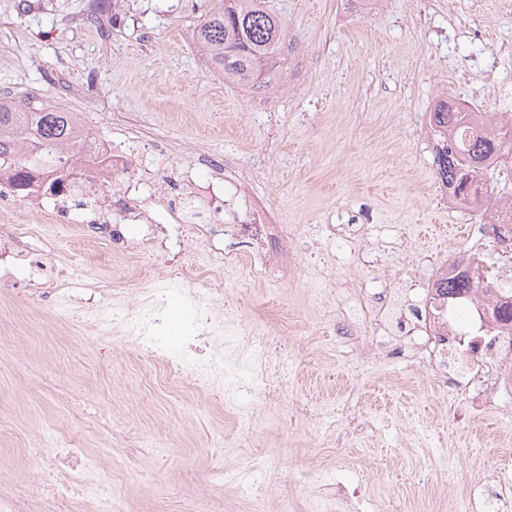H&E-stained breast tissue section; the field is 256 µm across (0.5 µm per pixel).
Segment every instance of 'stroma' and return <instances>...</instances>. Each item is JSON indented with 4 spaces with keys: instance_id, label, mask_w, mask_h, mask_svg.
<instances>
[{
    "instance_id": "stroma-1",
    "label": "stroma",
    "mask_w": 512,
    "mask_h": 512,
    "mask_svg": "<svg viewBox=\"0 0 512 512\" xmlns=\"http://www.w3.org/2000/svg\"><path fill=\"white\" fill-rule=\"evenodd\" d=\"M94 0H0V96L27 97L76 113L112 139L130 135L174 142L169 164L181 168L206 150L228 166L264 164L251 185L281 223L307 237L348 213L373 211L387 237L421 250L451 248L472 255L462 239L421 238L424 224H480L481 215L437 207L436 142L428 118L437 100L479 103L493 111V84L512 83V0H269L296 34L299 65L278 91L256 96L225 82L193 40L202 13L215 0H116L113 12L94 13ZM70 258L99 278L120 272L127 290L163 260L142 255L130 264L111 243L71 227ZM475 256V255H472ZM481 268L493 252L475 256ZM243 312L270 323L288 320L301 342L317 314L305 280L284 284L277 302L261 292L240 296ZM88 325H59L43 309L19 306L0 313V464L30 461L29 433L50 424L88 452L109 441L49 394L111 403L128 412L155 440L153 462L139 473L116 469L112 489L127 512H250L236 490L210 483L212 470L243 454L267 457L266 512H279L297 495V477L313 473L349 483L364 477L367 448H332L306 428L265 420L241 450L224 417L221 394L203 395L169 378L165 367L143 368L113 350L101 358ZM28 351L47 383L18 370ZM404 387H394V380ZM296 401L351 403L372 416L390 447L401 448L413 428H433L437 399L419 370L384 358L351 369L339 353L306 349L298 360ZM224 445L212 447L214 429ZM423 512H436L448 495L440 472L447 456L428 461L402 456ZM207 497H200L201 486Z\"/></svg>"
}]
</instances>
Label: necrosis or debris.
<instances>
[{
	"label": "necrosis or debris",
	"instance_id": "4bbe7bcc",
	"mask_svg": "<svg viewBox=\"0 0 512 512\" xmlns=\"http://www.w3.org/2000/svg\"><path fill=\"white\" fill-rule=\"evenodd\" d=\"M167 153V145L158 141L147 143L136 136L115 141L98 133L52 165H45L44 152L30 148L22 166L0 172V299L46 303L61 325L82 315L99 336L146 363H165L170 377L187 378L197 392L223 391L224 414L241 435L262 419L280 417L323 434L330 418L338 416L352 426L337 433V445L351 441L374 447L380 429L369 418L352 420L349 405H287L294 388L288 369L298 358L297 348L267 321L243 313L227 291L245 282L267 287L302 276L300 227L261 223L262 205L243 187L249 171L230 181L222 164L203 157L198 165L173 172L160 161ZM75 164L81 169L77 179L69 175ZM201 165L211 168L210 177L199 176ZM159 183L165 190L167 221L186 226L195 257L167 260L164 276L145 278L132 296L117 278L111 287H90L91 275L84 269L79 277L86 289L72 294L73 277L57 263L66 251L60 228L85 225L130 258L157 252V242L148 235L129 246L125 230L131 224H152L151 203ZM464 232L475 245L493 240L495 269L512 278V212L465 225ZM413 261L414 277L394 274L376 288L329 289L325 270L313 274L309 286L319 315L312 333L330 337L332 348L344 349L352 365L362 364L368 341H391L393 355L420 369L458 424L470 425L477 412L512 414L502 403L512 391V327L497 322L482 295L443 294L441 282L462 270L460 261L433 251L414 254ZM175 292L192 308V336L199 346L195 355L174 360L167 357L162 336L164 310ZM82 408L110 442L146 447L130 418L115 416L111 406L86 402ZM32 445L44 451L39 470L0 468V485L28 488L44 512H69L72 502L86 498L94 500L95 512H125L111 480L101 479L99 461L60 456V449L69 445L67 438L43 426ZM476 454L490 459L493 468L483 480L463 486L457 469L449 468L448 482L459 490L449 497L448 512H512V441H495ZM300 487L309 512H353L369 494L367 487L342 483L332 484L327 494L318 482L304 480Z\"/></svg>",
	"mask_w": 512,
	"mask_h": 512
}]
</instances>
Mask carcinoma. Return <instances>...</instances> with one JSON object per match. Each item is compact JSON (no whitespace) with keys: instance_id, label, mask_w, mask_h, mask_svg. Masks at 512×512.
Masks as SVG:
<instances>
[{"instance_id":"cac0c4a2","label":"carcinoma","mask_w":512,"mask_h":512,"mask_svg":"<svg viewBox=\"0 0 512 512\" xmlns=\"http://www.w3.org/2000/svg\"><path fill=\"white\" fill-rule=\"evenodd\" d=\"M266 0H232L228 10L219 4L200 20L195 40L204 52L210 68L224 75V80L253 93L273 89L290 74L297 42L284 21L265 7ZM467 122L464 112L453 110L446 99L437 102L430 113V124L438 138H447ZM80 122L73 112L41 104L22 107L0 97V169L9 170L19 162L24 146H35L51 153L66 152L78 138ZM469 138L462 144H447L438 150V176L448 185L462 188L461 171L472 173V184L479 186L482 200L488 201L483 161L502 157V150H512V127L500 125L494 136L480 126H469ZM480 281L467 275L448 279L450 295H464L478 288ZM488 293L496 289L482 286Z\"/></svg>"}]
</instances>
